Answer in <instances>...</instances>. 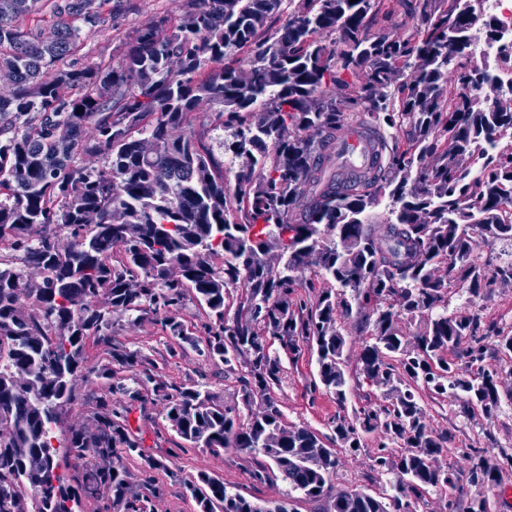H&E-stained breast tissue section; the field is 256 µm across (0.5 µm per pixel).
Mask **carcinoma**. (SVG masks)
I'll return each mask as SVG.
<instances>
[{
    "mask_svg": "<svg viewBox=\"0 0 512 512\" xmlns=\"http://www.w3.org/2000/svg\"><path fill=\"white\" fill-rule=\"evenodd\" d=\"M285 1L298 5L273 30ZM43 2L51 41L25 27ZM395 2L418 20L407 33L390 30L395 8L385 0H187L172 27H142L118 66L50 76L46 68L77 47L81 24L97 23L100 4L29 0L21 10L0 0V72L13 85L0 96V244L40 274L26 280L24 268L0 261V512H155L159 490H132L125 464L138 457L169 469L172 454L145 447L130 421L150 394L164 403L179 450L260 454L257 482L278 478L290 493L327 498L330 512H416L429 490L461 489L457 470L434 464L448 437L429 427L421 392L463 398L488 416L501 405L497 374L472 368L483 361L481 323L448 312V287L454 280L473 295L490 282L512 287V262L495 266L479 252L486 238L512 240V209L501 207L512 199V95L498 94L496 78L455 50L471 45L476 27L487 41L499 38L481 0ZM240 50L245 66L228 59ZM210 63L222 67L205 70ZM204 102L223 106L224 153L247 161L232 189L190 126ZM355 115L377 161L348 178L336 169V140ZM391 130L403 139L389 143ZM495 139L498 152H481ZM87 155L104 156L105 166L76 164ZM479 160L483 177L473 181ZM52 224L70 230L66 246ZM306 268L327 284L312 299L299 296L294 276ZM240 288L229 320L226 300ZM189 298L204 315L198 323L181 317ZM355 309L372 326L360 371L388 404L336 416L333 432L351 454L377 441L389 495L332 493L336 449L288 424L271 395L282 382L272 347L290 355L303 343L316 355L311 385L345 406L339 318ZM136 313L158 317L169 335L231 370L244 361L241 405H224L199 382L169 384L141 351L114 342L113 319L134 323ZM415 320L423 328L408 337L402 322ZM90 336L112 363L87 362ZM465 342L462 367L448 353ZM122 368L138 373L126 379ZM93 377L121 399L99 397L104 412L92 426L70 428L66 445L54 446L59 413ZM394 445L401 453H390ZM460 458L471 464L470 483L498 486L502 467L485 464L481 449L463 448ZM71 459L85 464L66 474ZM184 487L196 512H292L203 470Z\"/></svg>",
    "mask_w": 512,
    "mask_h": 512,
    "instance_id": "1",
    "label": "carcinoma"
}]
</instances>
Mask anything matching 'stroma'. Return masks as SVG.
I'll list each match as a JSON object with an SVG mask.
<instances>
[{
    "label": "stroma",
    "mask_w": 512,
    "mask_h": 512,
    "mask_svg": "<svg viewBox=\"0 0 512 512\" xmlns=\"http://www.w3.org/2000/svg\"><path fill=\"white\" fill-rule=\"evenodd\" d=\"M120 10L110 5L101 8L102 19L92 28L84 29L79 46L69 65L118 66L125 50L136 31L142 26L162 21L173 24L183 11L184 0H120ZM221 107L204 103L191 116L195 131L204 135L214 156L224 165V177L234 182L240 161H229L224 153V130L216 119ZM449 310H462L477 315L482 328L488 329L485 336L483 365L498 374L499 389L503 396L499 411L485 416L480 409L468 408L462 402L425 398L424 403L430 416V423L436 432L448 436L447 450L438 462L450 467H459L457 451L466 446L482 449L487 464L500 461V452L512 448V356L500 353L496 346L497 331H512V289L490 285L473 295L460 285L448 290ZM363 314L354 312L339 319L346 337L345 372L349 384L348 401L338 406L333 395L324 390L313 389L310 385L316 373L315 356L308 349H301L296 355L285 360L282 383L273 391L288 423L307 427L324 436H332V421L341 409H354L365 404L380 405L384 399L379 391L367 386L357 363L360 347L370 338V331L363 326ZM117 342L130 349H139L150 360L163 368L166 381L180 384L204 381L211 390L225 402L234 403L240 399V377L244 367L225 371L223 366L214 364L198 355L188 345L167 336L152 315L142 316L136 326H128L126 318H118L112 328ZM377 444L367 440L355 455H344L331 478L333 491L362 488L379 492L389 487L388 475L378 472L374 457ZM255 456L226 449L215 456L208 451L195 449L188 452L176 451L169 471L155 472L156 482L162 487V496L156 502V512H195L196 506L186 494L183 480L206 470L223 479L244 495L259 499H280L288 488L282 481L256 482L253 478ZM512 489V470L503 471L499 489L482 491L481 487L465 485L463 491H432L416 504L417 512H468L471 497L487 494L493 512H512V503L503 501L500 489Z\"/></svg>",
    "instance_id": "stroma-1"
}]
</instances>
